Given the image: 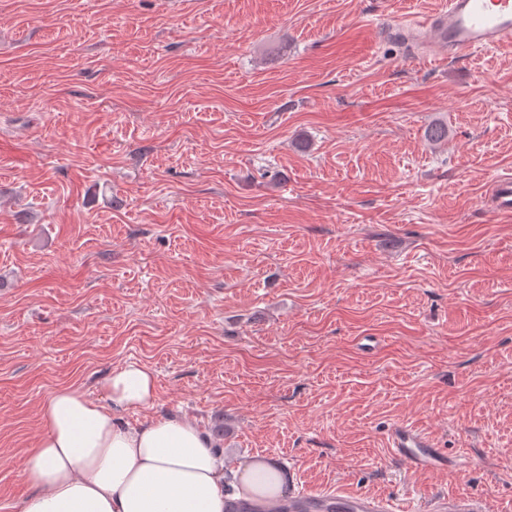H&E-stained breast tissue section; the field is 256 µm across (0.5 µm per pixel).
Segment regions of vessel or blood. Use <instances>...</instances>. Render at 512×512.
<instances>
[{
    "label": "vessel or blood",
    "mask_w": 512,
    "mask_h": 512,
    "mask_svg": "<svg viewBox=\"0 0 512 512\" xmlns=\"http://www.w3.org/2000/svg\"><path fill=\"white\" fill-rule=\"evenodd\" d=\"M388 34L425 45L427 51H447L449 58L512 41V0H448L447 8L409 24L391 25ZM496 213L512 215V175L497 177L490 186ZM389 442L393 456L417 470L459 468L457 459L419 429L396 425ZM272 512H393L383 497L344 491L292 497L286 508ZM433 512H488L482 499L462 493L437 500Z\"/></svg>",
    "instance_id": "vessel-or-blood-1"
}]
</instances>
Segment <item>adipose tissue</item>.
<instances>
[{"instance_id": "1", "label": "adipose tissue", "mask_w": 512, "mask_h": 512, "mask_svg": "<svg viewBox=\"0 0 512 512\" xmlns=\"http://www.w3.org/2000/svg\"><path fill=\"white\" fill-rule=\"evenodd\" d=\"M102 391L99 401L66 387L42 405L43 433L22 462L29 493L18 512H225L230 499L263 512L286 500L288 474L272 459L230 470L196 423L171 415L126 421L156 405L149 368L126 364Z\"/></svg>"}]
</instances>
